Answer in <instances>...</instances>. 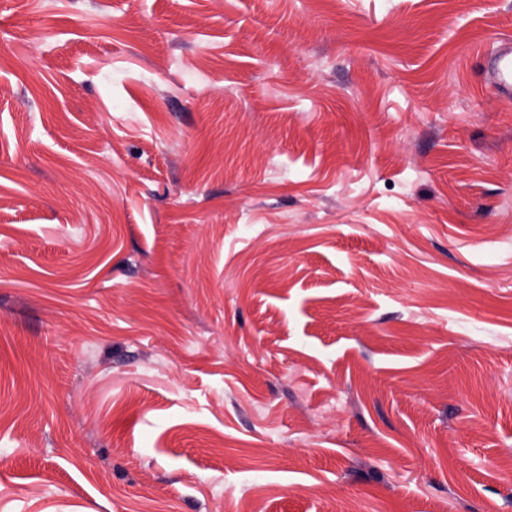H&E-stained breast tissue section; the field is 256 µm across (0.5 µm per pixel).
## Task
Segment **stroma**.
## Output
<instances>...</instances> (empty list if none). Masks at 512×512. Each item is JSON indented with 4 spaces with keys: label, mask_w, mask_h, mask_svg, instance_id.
Returning a JSON list of instances; mask_svg holds the SVG:
<instances>
[{
    "label": "stroma",
    "mask_w": 512,
    "mask_h": 512,
    "mask_svg": "<svg viewBox=\"0 0 512 512\" xmlns=\"http://www.w3.org/2000/svg\"><path fill=\"white\" fill-rule=\"evenodd\" d=\"M512 0H0V512H512ZM487 76L490 83L504 97H512V44L504 43L490 52Z\"/></svg>",
    "instance_id": "obj_1"
}]
</instances>
